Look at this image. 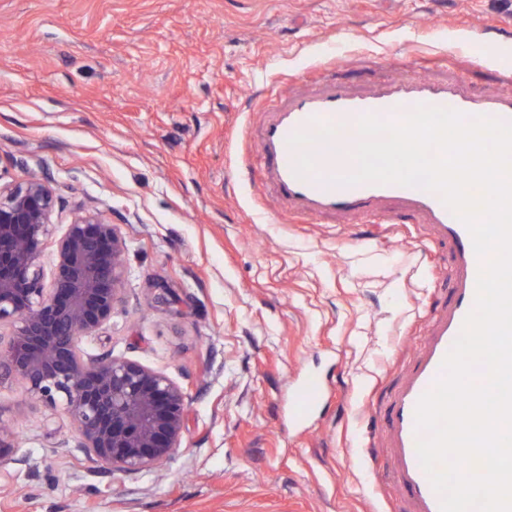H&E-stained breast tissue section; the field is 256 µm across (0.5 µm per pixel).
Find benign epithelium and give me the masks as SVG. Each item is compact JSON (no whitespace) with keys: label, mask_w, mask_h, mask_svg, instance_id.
<instances>
[{"label":"benign epithelium","mask_w":512,"mask_h":512,"mask_svg":"<svg viewBox=\"0 0 512 512\" xmlns=\"http://www.w3.org/2000/svg\"><path fill=\"white\" fill-rule=\"evenodd\" d=\"M57 200L36 175L0 183V377H19L32 396L62 406L85 455L133 472L180 447L186 394L161 370L82 343L112 319L120 301L126 242L100 212L81 211L54 241L46 279L40 255ZM17 439L0 429V466Z\"/></svg>","instance_id":"7a95c632"}]
</instances>
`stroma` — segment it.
<instances>
[{"label": "stroma", "instance_id": "35a3bbf8", "mask_svg": "<svg viewBox=\"0 0 512 512\" xmlns=\"http://www.w3.org/2000/svg\"><path fill=\"white\" fill-rule=\"evenodd\" d=\"M504 39L512 0H0V159L51 185L52 240L92 207L126 241L125 299L85 350L187 395L172 458L120 473L75 448L62 408L0 381L20 442L0 512H409L387 411L448 276L407 216L378 245L333 217L264 223L243 129L316 65L356 93L413 75L512 91L483 62ZM307 374L325 397L295 428Z\"/></svg>", "mask_w": 512, "mask_h": 512}]
</instances>
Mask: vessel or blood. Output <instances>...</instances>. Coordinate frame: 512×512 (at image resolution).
I'll list each match as a JSON object with an SVG mask.
<instances>
[{"label": "vessel or blood", "mask_w": 512, "mask_h": 512, "mask_svg": "<svg viewBox=\"0 0 512 512\" xmlns=\"http://www.w3.org/2000/svg\"><path fill=\"white\" fill-rule=\"evenodd\" d=\"M420 105L512 123V97L464 94L417 77L366 95L349 94L333 80L321 81L302 94L274 93L259 111L255 155L261 163V184L271 187L278 204L277 211L265 213L266 223H277L282 215L299 222L337 216L348 225L362 221L382 227L404 213L414 218L424 245L450 248L451 297L424 326L419 353L392 395L388 424L394 478L407 491L412 512H440V497L417 456L415 410L421 396L442 377L441 364L475 306L482 261L468 228L437 193L394 183L337 182L356 168L357 124L363 116L398 124ZM323 394L319 379L305 377L296 389L301 401L297 420H305Z\"/></svg>", "instance_id": "obj_1"}]
</instances>
